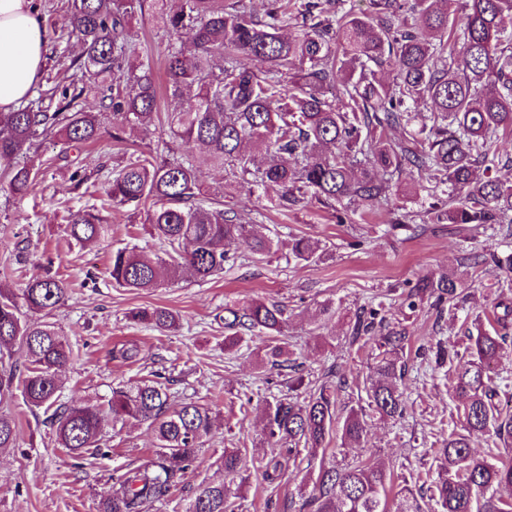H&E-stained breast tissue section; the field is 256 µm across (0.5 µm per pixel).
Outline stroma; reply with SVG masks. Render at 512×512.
<instances>
[{
	"label": "stroma",
	"mask_w": 512,
	"mask_h": 512,
	"mask_svg": "<svg viewBox=\"0 0 512 512\" xmlns=\"http://www.w3.org/2000/svg\"><path fill=\"white\" fill-rule=\"evenodd\" d=\"M47 32L42 89L70 82V59L80 46L62 38L69 26L64 0H37ZM140 60L150 62L156 82L164 80L168 36L158 27L151 8H143L130 22ZM179 155L167 129L152 126L149 133H127L114 142L103 133L95 143L62 151L57 136L40 137L24 148L18 161L40 167L42 176L32 191L11 192L0 180V283L18 289L35 275L57 273L69 283L68 301L48 320L73 349L63 375L60 402L105 404L113 389L161 375L171 379L177 399L214 401L217 428L207 438L197 459L177 474L174 496L149 506L147 512H183L198 485L220 480L225 449H245L234 501L235 512H298L303 496L322 463L323 453L299 448L279 487L256 477L252 460L271 455L262 437L261 412L265 402L288 395L289 385L303 377L306 388L335 386L336 416L367 407L369 375L378 338L389 330H405L423 358L408 357L399 384L404 413L389 418L371 414L361 447L341 446L331 439L328 450L337 460L349 461L362 450L374 453L391 471L390 505L402 491L422 498L416 478L435 465V451L452 426L457 400L435 352L443 347L464 349L465 333L475 319L485 317L499 296L512 297V274L481 256L512 253V229L497 224H435L426 210V192L390 196L385 201H352L346 223H337L332 208L318 202L278 209L265 197L249 192L232 164L201 165L200 182L209 190H223L224 208L247 224H263L280 240L306 236L318 240L325 256L311 263L294 261L283 245L269 256L251 254L238 244L239 260L225 267L221 278L177 281L163 277L157 288L129 291L113 286L109 276L112 251L138 246L153 251L155 243L145 226L147 208L131 210L108 205L103 184L112 168L124 165L130 153ZM85 175L76 184L73 174ZM95 208L112 231L92 248L69 247L63 242L71 213ZM442 272L464 279L467 299L437 312L431 299L416 309L402 307L400 293L419 279ZM262 298L283 305L288 315L286 339L296 358L295 368L260 366L266 345L262 335H246L232 348L224 347L225 310ZM331 304L320 314L321 304ZM164 306L179 316L169 332L135 327L127 312L135 307ZM380 308L384 322L376 334L353 337L359 309ZM134 340L146 352L132 364L113 362L115 343ZM11 411L21 426L17 447L0 452V512H98L99 502L112 489L123 469L150 458L155 439L144 425L104 426L102 450H89L74 463L59 448L43 410L29 408L15 398Z\"/></svg>",
	"instance_id": "1"
}]
</instances>
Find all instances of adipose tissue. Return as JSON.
<instances>
[{
    "label": "adipose tissue",
    "instance_id": "ef3b65f1",
    "mask_svg": "<svg viewBox=\"0 0 512 512\" xmlns=\"http://www.w3.org/2000/svg\"><path fill=\"white\" fill-rule=\"evenodd\" d=\"M46 44L36 0H0V112L30 96L42 75Z\"/></svg>",
    "mask_w": 512,
    "mask_h": 512
}]
</instances>
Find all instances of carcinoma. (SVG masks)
I'll return each instance as SVG.
<instances>
[{"label": "carcinoma", "instance_id": "1", "mask_svg": "<svg viewBox=\"0 0 512 512\" xmlns=\"http://www.w3.org/2000/svg\"><path fill=\"white\" fill-rule=\"evenodd\" d=\"M454 0H371V11L351 10L336 16L335 0H301L297 12L290 0H268L266 17L258 19L224 0H152L159 24L170 39L165 63V92L176 103L164 115L171 138L182 147L176 157L131 154L112 170L104 192L114 207L152 203L149 234L163 255L149 256L134 248L112 251V282L131 291L158 286L161 275L187 274L206 280L235 262L233 246L243 241L255 256L279 247L262 224H241L236 216L213 206L210 191L197 176L194 150L204 148L207 162L239 165L249 176V191H259L282 207L311 200L325 204L347 198L375 201L387 197L389 183L376 178L404 168L428 173L433 186L430 220L434 224H511L512 183L489 176L499 164V139L512 132V0H464L465 23L457 29ZM141 0H69L70 34L83 47L77 69L91 81L70 96L109 92L112 139L124 141L127 131L146 130L157 115L158 90L150 66L133 73L138 90L130 95L120 78L136 54L129 23ZM189 41H182V34ZM259 59L256 72L244 60ZM395 63L385 81L379 72ZM339 86L342 107L326 98V88ZM430 99L434 111L418 136L404 141L389 132L411 122L412 104ZM44 92L12 112H0V170L10 176L16 194H26L38 177L32 166H18L17 156L39 135L58 130L62 152L101 137L92 112H49ZM362 156L360 174L336 152ZM111 231L99 214L82 210L67 225L68 244L93 247ZM288 251L299 262L321 258L324 249L308 237H294ZM465 283L440 273L425 277L418 288L402 295L414 309L426 294L435 307L462 298ZM69 298L68 282L50 274L28 280L20 292L0 286V449L16 444L18 423L6 410L16 393L31 408L49 416L57 444L79 460L85 450L100 446L103 413L121 424L148 426L155 437L154 456L126 469L99 512H145L169 497L176 487L175 466L190 463L215 429L216 415L205 404L170 401L168 384L141 381L112 392L107 408L58 403L63 372L72 350L55 326L35 314H48ZM490 327L460 353L437 351L448 364L446 376L461 401L457 416L463 432L443 439L436 452L437 476L430 480L429 500L438 512H512V462L497 465L473 454L469 437L493 432L512 442V412L495 401L500 385L496 368L507 357L512 305H494ZM224 328L236 344L240 331H263L270 338L263 363H291L285 308L252 299L229 310ZM370 309L358 318L356 333L369 334L382 324ZM129 323L159 332L170 331L179 316L163 306L130 310ZM405 330L384 336V350L372 367L370 406L381 416L402 413L397 381L405 371ZM25 353L22 371L6 364L14 349ZM144 349L126 342L111 350L124 363L141 359ZM336 389L322 385L301 402L291 398L266 403L262 421L268 441L277 446L303 442L320 448L332 434ZM341 443L361 442L366 433L363 409H351L340 427ZM294 449L270 457L257 467L265 482L281 478ZM242 450L224 449V475L237 474ZM390 474L370 455L338 465L321 464L312 492L301 504L309 512H390ZM184 512H235L230 486L223 480L199 484Z\"/></svg>", "mask_w": 512, "mask_h": 512}]
</instances>
